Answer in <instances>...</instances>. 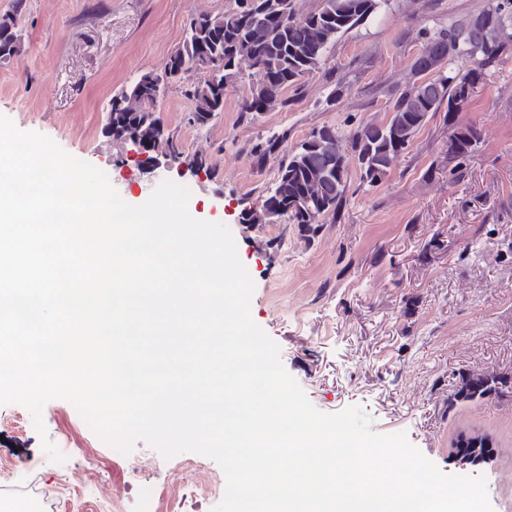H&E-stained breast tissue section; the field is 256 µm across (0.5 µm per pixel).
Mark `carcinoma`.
Returning a JSON list of instances; mask_svg holds the SVG:
<instances>
[{
    "instance_id": "1",
    "label": "carcinoma",
    "mask_w": 512,
    "mask_h": 512,
    "mask_svg": "<svg viewBox=\"0 0 512 512\" xmlns=\"http://www.w3.org/2000/svg\"><path fill=\"white\" fill-rule=\"evenodd\" d=\"M379 0H319L307 13L295 0H253L246 8L221 15L200 11L187 24L181 46L168 58L175 76L146 84L143 74L112 97V111L132 112L138 121L163 123L153 110L166 88L194 71L207 80L188 93L193 102L189 120L204 127L224 107V88L249 69L259 76L243 100L247 114L282 109L285 92L306 75L326 64L336 39L366 23L378 12ZM434 46L439 70L422 88L408 81L389 106L384 123H366L349 138L338 128L313 130L300 149L280 163L277 194H267L263 209L288 215L290 224H322L336 215L349 189V159H354L361 182L374 187L388 176L394 161L411 145L428 116L447 107L451 128L448 156L458 174L481 139L472 125H458L455 115L465 106L470 89L485 79L486 70L512 50V0H489L474 19H448V24L425 32L422 48ZM24 53L19 16L0 19V60L19 59ZM503 376L488 374L463 382L457 397L483 399L506 385Z\"/></svg>"
}]
</instances>
